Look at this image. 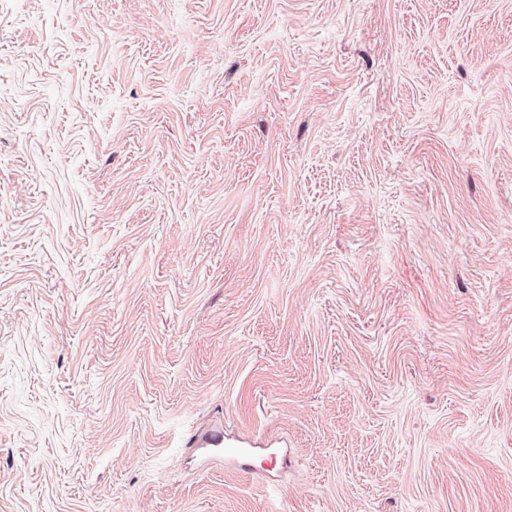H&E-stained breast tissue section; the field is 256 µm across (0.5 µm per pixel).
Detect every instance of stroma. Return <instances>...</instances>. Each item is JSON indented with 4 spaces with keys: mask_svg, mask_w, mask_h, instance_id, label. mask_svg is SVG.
Masks as SVG:
<instances>
[{
    "mask_svg": "<svg viewBox=\"0 0 512 512\" xmlns=\"http://www.w3.org/2000/svg\"><path fill=\"white\" fill-rule=\"evenodd\" d=\"M0 512H512V0H0Z\"/></svg>",
    "mask_w": 512,
    "mask_h": 512,
    "instance_id": "stroma-1",
    "label": "stroma"
}]
</instances>
